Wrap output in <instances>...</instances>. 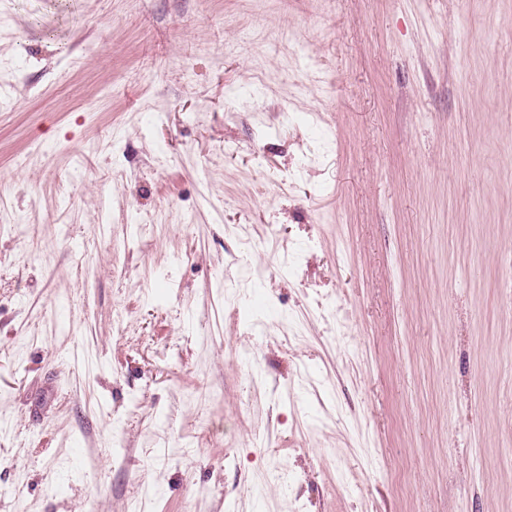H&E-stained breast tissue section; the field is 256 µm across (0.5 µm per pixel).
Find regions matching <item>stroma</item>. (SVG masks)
<instances>
[{
  "label": "stroma",
  "instance_id": "35a3bbf8",
  "mask_svg": "<svg viewBox=\"0 0 512 512\" xmlns=\"http://www.w3.org/2000/svg\"><path fill=\"white\" fill-rule=\"evenodd\" d=\"M0 512H512V0H0Z\"/></svg>",
  "mask_w": 512,
  "mask_h": 512
}]
</instances>
